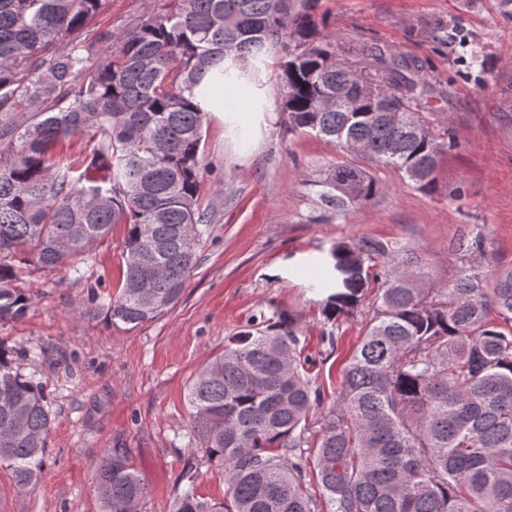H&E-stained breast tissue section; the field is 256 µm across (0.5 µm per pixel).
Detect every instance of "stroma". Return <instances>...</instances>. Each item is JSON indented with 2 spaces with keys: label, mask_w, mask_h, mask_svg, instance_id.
<instances>
[{
  "label": "stroma",
  "mask_w": 512,
  "mask_h": 512,
  "mask_svg": "<svg viewBox=\"0 0 512 512\" xmlns=\"http://www.w3.org/2000/svg\"><path fill=\"white\" fill-rule=\"evenodd\" d=\"M166 0H105L76 36L93 43ZM314 16L337 58L376 46L422 64L419 105L436 135L457 144L442 155L437 188L418 189L402 173L310 134L288 130L272 66L249 67L248 98L224 92L225 115L203 129L202 206L210 224L182 300L140 328L91 310L90 291H115L126 227L113 225L78 265H23L25 317L0 325V347L15 368L45 387L53 424L42 478L16 488L0 467V512H98L95 465L106 449L128 448L148 494L141 512H174L187 462L186 390L205 363L255 316L295 321L310 378L333 402L341 371L372 315L364 297L338 321L312 290L334 244L390 243L427 288H444L460 269L480 286L512 267V0H315ZM366 169L379 195L345 215L326 207L312 179L333 165ZM44 348L46 357L30 358Z\"/></svg>",
  "instance_id": "obj_1"
}]
</instances>
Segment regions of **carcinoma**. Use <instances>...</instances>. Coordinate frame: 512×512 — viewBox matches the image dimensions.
<instances>
[{
    "label": "carcinoma",
    "mask_w": 512,
    "mask_h": 512,
    "mask_svg": "<svg viewBox=\"0 0 512 512\" xmlns=\"http://www.w3.org/2000/svg\"><path fill=\"white\" fill-rule=\"evenodd\" d=\"M103 0H0V324L29 300L13 287L18 254L62 268L114 224L127 225L122 287L105 302L114 324L151 323L181 299L209 223L200 191L208 164L197 98L220 100L248 61L279 54L281 112L291 130L363 154L424 190L456 145L418 116L422 66L370 48L373 68L336 65L311 0H168L97 42L74 35ZM373 89L352 108L328 97L353 75ZM77 135L90 142L83 170L55 160ZM321 201L344 212L380 192L347 164L319 182ZM374 239L335 245L341 270L357 256L365 282L329 296L328 320L353 313L363 289L378 295L343 372L336 403L314 436L323 402L308 377L295 322H251L187 388L189 457L175 512H512V268L488 288L462 272L446 288H419ZM495 311L496 319L488 320ZM52 417L42 382L0 348V466L35 485ZM322 498L306 486L305 448ZM224 469L222 502L197 493L199 464ZM99 512L141 504L146 481L125 448L95 465Z\"/></svg>",
    "instance_id": "1"
}]
</instances>
